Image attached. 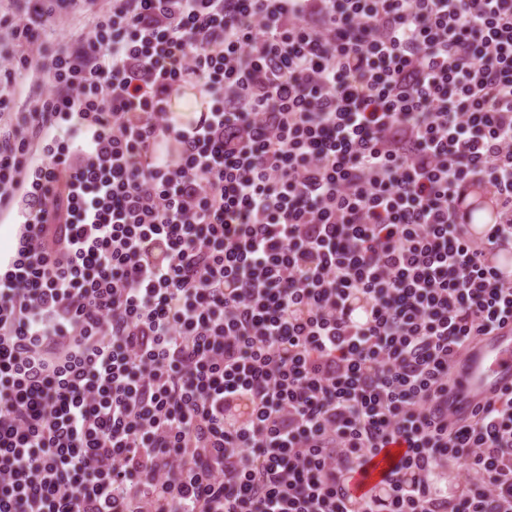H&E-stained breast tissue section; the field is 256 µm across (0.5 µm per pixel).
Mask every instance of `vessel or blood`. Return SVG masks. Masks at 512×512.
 Instances as JSON below:
<instances>
[{"mask_svg":"<svg viewBox=\"0 0 512 512\" xmlns=\"http://www.w3.org/2000/svg\"><path fill=\"white\" fill-rule=\"evenodd\" d=\"M453 384L448 389V409L464 419L481 404L512 383V330L480 337L467 348L453 369ZM399 449H383L372 461L363 479L364 488L378 484Z\"/></svg>","mask_w":512,"mask_h":512,"instance_id":"1","label":"vessel or blood"}]
</instances>
